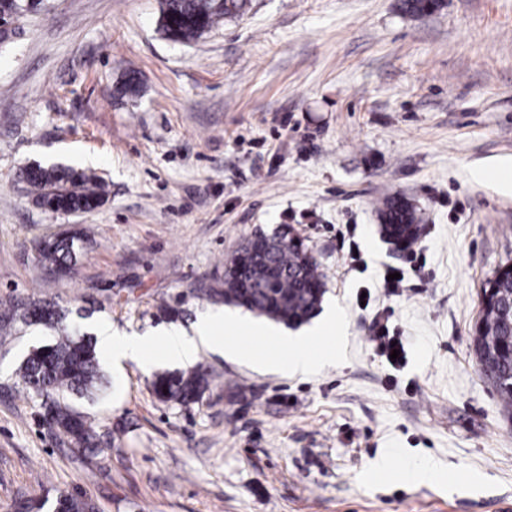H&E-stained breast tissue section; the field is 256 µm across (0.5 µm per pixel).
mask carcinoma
Wrapping results in <instances>:
<instances>
[{
	"mask_svg": "<svg viewBox=\"0 0 512 512\" xmlns=\"http://www.w3.org/2000/svg\"><path fill=\"white\" fill-rule=\"evenodd\" d=\"M42 0H0V18L13 20L22 7L31 12ZM442 0H401V9L412 16L438 11ZM249 0H160L159 29L168 39L190 42L225 19L243 15ZM20 178L38 192L44 208L53 213L91 212L106 195L105 184L94 174L71 167L40 164L25 167ZM385 235L411 245L419 234L416 207L396 195L384 197L378 206ZM277 247L260 261L231 266L224 262V287L214 291L224 304L244 308L287 326L308 322L318 310L325 283L303 240L286 225L273 232ZM86 242L85 232H62L35 244L37 261L54 273L70 272L77 263L76 242ZM489 309L482 311L478 327L487 336L477 338V363L492 383L503 407L512 409V269L504 267L487 282ZM43 326L54 340L28 352L18 375L29 393L40 400L44 424L69 437L82 452L100 450L101 441L89 415L75 409L72 399L92 400L103 390L105 378L91 337L69 329L68 311L50 302L11 303L0 307V335L16 324ZM209 387L208 373L198 367L188 372L161 373L152 388L163 402L190 405L199 402ZM51 512H97L88 498L61 493Z\"/></svg>",
	"mask_w": 512,
	"mask_h": 512,
	"instance_id": "cac0c4a2",
	"label": "carcinoma"
}]
</instances>
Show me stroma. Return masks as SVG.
<instances>
[{"instance_id": "1", "label": "stroma", "mask_w": 512, "mask_h": 512, "mask_svg": "<svg viewBox=\"0 0 512 512\" xmlns=\"http://www.w3.org/2000/svg\"><path fill=\"white\" fill-rule=\"evenodd\" d=\"M159 16V0H45L0 47V303L54 301L85 331L189 332L225 308V257L285 224L324 303L347 310L348 360L293 376L206 351L189 406L155 397L158 366L124 363L114 404L76 403L112 439L83 454L17 374L47 331L16 325L0 337V512L61 492L100 512H504L512 415L472 337L512 264V187L492 175L512 161V0L424 17L400 0H251L191 43ZM130 73L134 99L117 92ZM31 163L100 176L103 205L45 210L18 177ZM391 194L421 210L420 271L382 234ZM73 225L94 233L59 278L34 245ZM382 309L395 364L373 341ZM379 455L390 471L370 472ZM426 459L439 483L410 479Z\"/></svg>"}]
</instances>
